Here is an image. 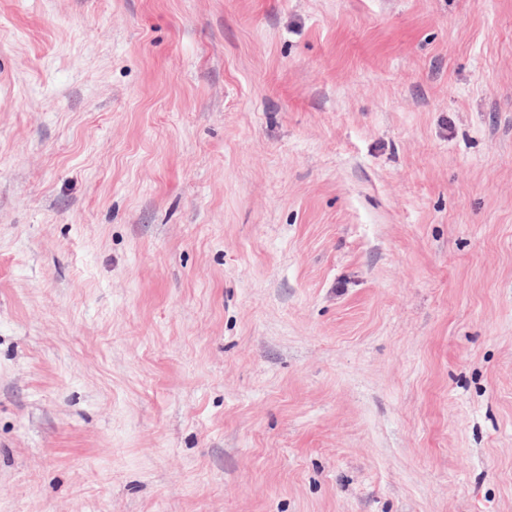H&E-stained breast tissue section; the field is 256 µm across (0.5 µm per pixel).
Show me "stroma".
<instances>
[{"mask_svg":"<svg viewBox=\"0 0 512 512\" xmlns=\"http://www.w3.org/2000/svg\"><path fill=\"white\" fill-rule=\"evenodd\" d=\"M0 512H512V0H0Z\"/></svg>","mask_w":512,"mask_h":512,"instance_id":"stroma-1","label":"stroma"}]
</instances>
